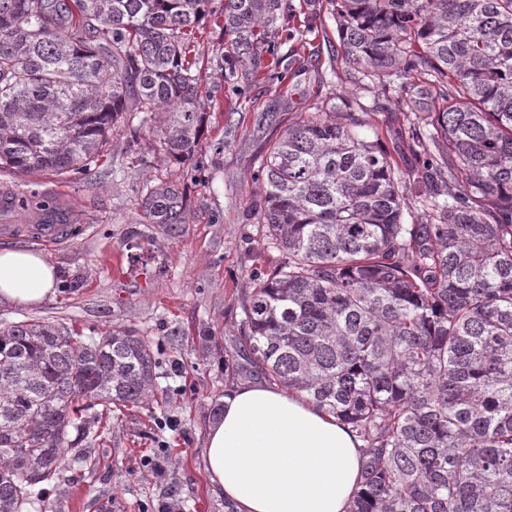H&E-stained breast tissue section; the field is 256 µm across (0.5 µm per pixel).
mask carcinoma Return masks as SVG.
Returning a JSON list of instances; mask_svg holds the SVG:
<instances>
[{"label":"carcinoma","instance_id":"1","mask_svg":"<svg viewBox=\"0 0 512 512\" xmlns=\"http://www.w3.org/2000/svg\"><path fill=\"white\" fill-rule=\"evenodd\" d=\"M212 0H0V170L87 171L120 124L193 159L205 122L195 34ZM346 61L394 91L426 156L410 182L339 102L288 126L260 165L283 261L241 302L225 376L262 377L362 442L348 512H512V0H330ZM282 0H224V82L256 63ZM146 224L192 207L141 188ZM150 342L0 323V512L55 486L96 408L156 392Z\"/></svg>","mask_w":512,"mask_h":512}]
</instances>
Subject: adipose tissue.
Instances as JSON below:
<instances>
[{"label": "adipose tissue", "mask_w": 512, "mask_h": 512, "mask_svg": "<svg viewBox=\"0 0 512 512\" xmlns=\"http://www.w3.org/2000/svg\"><path fill=\"white\" fill-rule=\"evenodd\" d=\"M56 280L43 253L0 248V304H42ZM206 444L214 490L239 512H347L360 474L355 436L277 386L245 382L229 390Z\"/></svg>", "instance_id": "obj_1"}]
</instances>
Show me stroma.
<instances>
[{"mask_svg":"<svg viewBox=\"0 0 512 512\" xmlns=\"http://www.w3.org/2000/svg\"><path fill=\"white\" fill-rule=\"evenodd\" d=\"M289 2L293 21L270 35L286 72L236 87L221 75V0L210 5L195 44L209 104L195 159L177 162L157 136L123 128L89 173L0 171V200L16 202L15 231L0 238V247L41 252L57 270L51 300L33 308L0 305V321L48 319L95 337L125 331L149 340L158 362L156 399L112 405L97 437L83 440L99 468L67 460L58 488L41 491L34 512H100L107 503L112 512H224L205 463L213 407L232 387L224 354L245 333V293L281 260L258 219L262 156L289 121L343 94L363 120V136L381 139L404 172L420 169L411 114L381 99L378 82L351 80L328 0ZM147 181L184 188L190 222L174 233L143 223L138 190ZM46 203L66 212L73 229L52 246L26 218ZM205 331L218 346L201 345Z\"/></svg>","mask_w":512,"mask_h":512,"instance_id":"stroma-1","label":"stroma"}]
</instances>
